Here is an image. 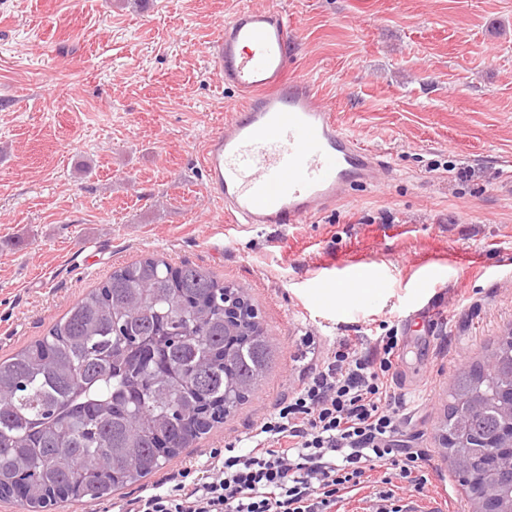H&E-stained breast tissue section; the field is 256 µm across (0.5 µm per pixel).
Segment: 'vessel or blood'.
Returning <instances> with one entry per match:
<instances>
[{
  "label": "vessel or blood",
  "instance_id": "vessel-or-blood-1",
  "mask_svg": "<svg viewBox=\"0 0 512 512\" xmlns=\"http://www.w3.org/2000/svg\"><path fill=\"white\" fill-rule=\"evenodd\" d=\"M293 25L279 8L238 10L218 40L216 77L244 102L207 140L203 164L228 224H302L380 162L338 123L311 81L289 72Z\"/></svg>",
  "mask_w": 512,
  "mask_h": 512
}]
</instances>
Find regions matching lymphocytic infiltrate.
<instances>
[{"label":"lymphocytic infiltrate","mask_w":512,"mask_h":512,"mask_svg":"<svg viewBox=\"0 0 512 512\" xmlns=\"http://www.w3.org/2000/svg\"><path fill=\"white\" fill-rule=\"evenodd\" d=\"M399 358L395 336L367 349L340 340L234 445L185 463L174 485L158 483L124 512H338L376 482L375 512H401L392 482L423 488L429 456L399 437Z\"/></svg>","instance_id":"1"}]
</instances>
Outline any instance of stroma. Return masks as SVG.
Listing matches in <instances>:
<instances>
[{
  "label": "stroma",
  "instance_id": "obj_1",
  "mask_svg": "<svg viewBox=\"0 0 512 512\" xmlns=\"http://www.w3.org/2000/svg\"><path fill=\"white\" fill-rule=\"evenodd\" d=\"M273 5L295 25L290 73L385 166L306 223L231 227L201 165L241 103L216 45L239 9ZM152 254L246 286L277 357L158 473L49 512H118L257 425L311 356L392 329L402 430L431 456L398 496L468 512L434 432L457 373L512 325V0H0V360ZM326 278L346 303L319 301Z\"/></svg>",
  "mask_w": 512,
  "mask_h": 512
}]
</instances>
